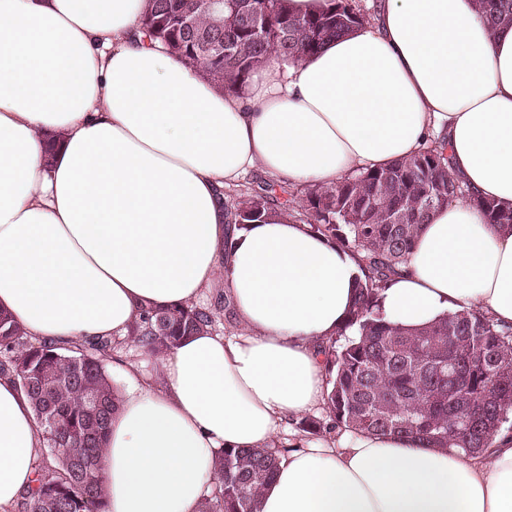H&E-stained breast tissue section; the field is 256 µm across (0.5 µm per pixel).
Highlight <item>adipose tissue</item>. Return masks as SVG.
I'll list each match as a JSON object with an SVG mask.
<instances>
[{
    "instance_id": "adipose-tissue-1",
    "label": "adipose tissue",
    "mask_w": 512,
    "mask_h": 512,
    "mask_svg": "<svg viewBox=\"0 0 512 512\" xmlns=\"http://www.w3.org/2000/svg\"><path fill=\"white\" fill-rule=\"evenodd\" d=\"M148 0H0V309L59 344L123 337L137 314L222 286L238 327L132 365L108 425L105 512H201L221 448H271L324 404L323 349L362 277L280 215L238 228L221 189L250 171L333 186L445 143L469 196L431 212L383 291L416 329L477 310L512 325V25L476 0H379L365 26L224 92L136 42ZM44 442L0 376V512ZM274 448V447H273ZM277 450V449H276ZM258 512H512V427L464 456L415 436L293 433ZM474 204L483 211L488 223L512 227V208H504L492 201L482 199H475Z\"/></svg>"
}]
</instances>
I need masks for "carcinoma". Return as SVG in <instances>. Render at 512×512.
<instances>
[{
    "label": "carcinoma",
    "mask_w": 512,
    "mask_h": 512,
    "mask_svg": "<svg viewBox=\"0 0 512 512\" xmlns=\"http://www.w3.org/2000/svg\"><path fill=\"white\" fill-rule=\"evenodd\" d=\"M315 14L288 11L286 0H225L217 24L206 0H148L141 32L161 41L204 79L240 93L253 73L273 58L301 61L365 23L350 0H330ZM493 27L512 24V0H478ZM191 15L192 27L180 26ZM224 52L203 55L201 45ZM274 181L246 187L224 205L228 223L244 227L278 211L298 214L310 228L356 255L363 278L345 332L328 346L331 391L326 420L304 419L301 430L346 429L425 437L470 455L485 448L512 408V327L465 310L410 331L387 321L380 292L408 259L412 243L436 207L468 197L448 172L444 146L378 170H366L333 186L290 193L275 210ZM490 224L512 227V208L473 200ZM218 314L196 304L143 313L129 337L142 353L157 357L182 339L215 329ZM112 338L61 347L31 343L12 316L0 311V375L14 376L30 401L47 447L62 444L67 456L38 467L36 486L22 496V512H103L100 448L119 403L105 368ZM278 468V457L258 448H222L215 453L214 485L201 512H258V495Z\"/></svg>",
    "instance_id": "cac0c4a2"
}]
</instances>
